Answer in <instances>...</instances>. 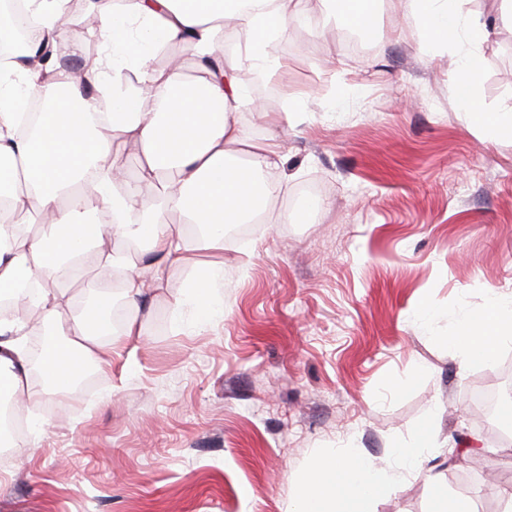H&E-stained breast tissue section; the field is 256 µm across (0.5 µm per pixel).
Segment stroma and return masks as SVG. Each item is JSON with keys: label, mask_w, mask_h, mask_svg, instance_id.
<instances>
[{"label": "stroma", "mask_w": 512, "mask_h": 512, "mask_svg": "<svg viewBox=\"0 0 512 512\" xmlns=\"http://www.w3.org/2000/svg\"><path fill=\"white\" fill-rule=\"evenodd\" d=\"M322 12L300 0L278 48L261 104L304 111L280 132L282 189L261 223L212 257L222 314L187 301L196 263L171 268L91 388L61 406L31 388L0 512H288L320 456L389 464L429 422L438 483L406 477L361 512H435L452 495L500 512L512 456L468 396L500 386L512 341L468 365L445 338L489 292L512 296V137L456 103L469 42L422 51L405 0H382L384 36L354 56L336 26L313 32ZM478 50L477 101L512 107V32ZM311 186L321 208L305 207Z\"/></svg>", "instance_id": "35a3bbf8"}]
</instances>
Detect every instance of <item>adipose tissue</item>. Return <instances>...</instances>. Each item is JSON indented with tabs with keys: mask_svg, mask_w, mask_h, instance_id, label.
<instances>
[{
	"mask_svg": "<svg viewBox=\"0 0 512 512\" xmlns=\"http://www.w3.org/2000/svg\"><path fill=\"white\" fill-rule=\"evenodd\" d=\"M467 2L409 0L424 47L451 45L463 37L478 44L512 31V0H490L487 18L466 16ZM66 4L27 0L38 20L35 43L68 36ZM294 7L295 0H122L119 10L98 9L93 35L106 53L83 79L60 66L40 72L16 61L0 69V188H8L12 197L10 209H0V292L22 280L37 286L34 295L16 296L19 314L0 315V394H16L27 378L26 310L36 311L55 335L43 361L48 389L64 396L87 361L111 362L112 350L102 339L112 333L115 300L138 314L167 268L184 264L192 251H223L225 225L260 222L282 184L275 129L290 124L294 114L270 120L264 140L249 139L238 114L256 102L244 75L283 66L275 46L288 35ZM227 26L245 34L243 50L225 53ZM159 40L184 44L193 73L179 65L155 71L150 48ZM115 50L137 62V85L111 71ZM482 67L474 52L455 60L458 105L480 129L511 132V111L488 112L474 99ZM33 93L43 95L46 110L37 132L27 134L21 108ZM126 143L137 145L142 156L140 175L133 180L119 175L112 158ZM99 210L112 212V224L89 223V214ZM19 211L28 214L29 224L17 222ZM171 211L181 214V225L167 224ZM108 236L139 243L140 261L103 247ZM75 268L120 278L121 286L97 291L94 311L76 315L62 285ZM221 272L216 264H203L189 287L201 318L221 310L214 294ZM509 341L512 301L498 296L447 338L470 363L490 360ZM396 487L389 468L352 450L331 453L306 472L290 512H356V503Z\"/></svg>",
	"mask_w": 512,
	"mask_h": 512,
	"instance_id": "obj_1",
	"label": "adipose tissue"
}]
</instances>
